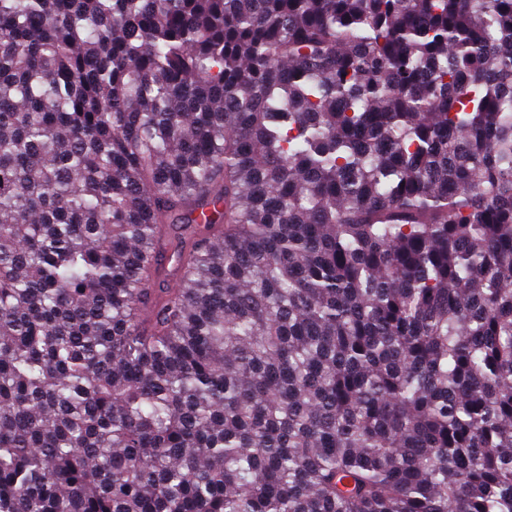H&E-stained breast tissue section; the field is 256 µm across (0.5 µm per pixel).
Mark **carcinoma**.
<instances>
[{
	"label": "carcinoma",
	"mask_w": 512,
	"mask_h": 512,
	"mask_svg": "<svg viewBox=\"0 0 512 512\" xmlns=\"http://www.w3.org/2000/svg\"><path fill=\"white\" fill-rule=\"evenodd\" d=\"M0 512H512V0H0Z\"/></svg>",
	"instance_id": "1"
}]
</instances>
